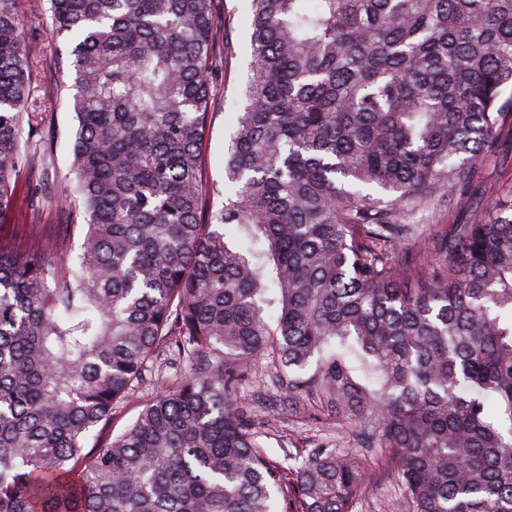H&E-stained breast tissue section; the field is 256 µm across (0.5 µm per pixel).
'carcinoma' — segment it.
<instances>
[{
	"label": "carcinoma",
	"instance_id": "cac0c4a2",
	"mask_svg": "<svg viewBox=\"0 0 512 512\" xmlns=\"http://www.w3.org/2000/svg\"><path fill=\"white\" fill-rule=\"evenodd\" d=\"M215 0H46L71 58L83 260L0 246V512H352L358 451L272 463L249 362L340 414L406 512H512V187L417 258L512 99V0H252V76L205 208ZM34 65L0 0V217L33 167ZM108 447L88 437L138 385ZM158 389H160V387L156 382H151V384L147 386L142 385V387H139L136 390V400L134 402L122 403L118 405L115 409L116 412L112 416V424L109 427V431H106L98 436L96 433H94L91 437H89L86 445L87 448H85L84 453H89L88 456L95 454L100 449V447H103L108 442L111 434L112 437L120 434L128 425L134 421L140 409V404L150 400Z\"/></svg>",
	"mask_w": 512,
	"mask_h": 512
}]
</instances>
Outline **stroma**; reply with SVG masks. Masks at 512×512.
Masks as SVG:
<instances>
[{"instance_id": "stroma-1", "label": "stroma", "mask_w": 512, "mask_h": 512, "mask_svg": "<svg viewBox=\"0 0 512 512\" xmlns=\"http://www.w3.org/2000/svg\"><path fill=\"white\" fill-rule=\"evenodd\" d=\"M26 42L32 58L43 67L33 90L32 100L42 107L39 125L30 133L34 143L45 145L43 168L20 170L14 178V203L0 221V243L17 251L37 244L53 231L61 216L56 199L71 175L72 146L76 130L75 114L68 91L60 90L53 79L56 69L67 67L49 35L48 13L30 14L22 4ZM250 0H216L214 17V67L211 73L212 99L201 149V180L207 202H215L224 189V148L233 132L234 114L245 104V86L251 70ZM512 184V116L502 125L496 154L486 160L471 192L458 193L450 208L417 214L415 223L432 233L449 230L451 225L469 223L485 198L506 191ZM284 376L276 364L255 358L250 373L241 381L235 398L240 406L266 417L263 444L270 457L283 461L285 451L296 454L332 444L354 447L355 435L340 416H327L311 405H292L283 395ZM158 383L139 387L136 399L117 406L108 432L89 437L87 453H96L110 436L120 434L136 418L141 403L150 400ZM367 470L354 512H400V491L384 466L366 458Z\"/></svg>"}]
</instances>
